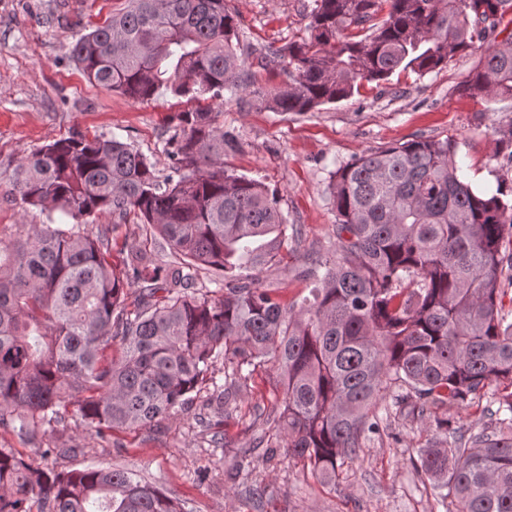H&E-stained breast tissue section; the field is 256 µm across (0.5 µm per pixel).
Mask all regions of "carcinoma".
<instances>
[{"mask_svg":"<svg viewBox=\"0 0 512 512\" xmlns=\"http://www.w3.org/2000/svg\"><path fill=\"white\" fill-rule=\"evenodd\" d=\"M512 0H314L310 37L282 47L246 40L224 0H129L80 36L71 58L107 90L147 101L160 89L191 100L309 112L398 70L424 76L459 51H484L472 96L512 97V33L493 35ZM288 82L257 84L252 64ZM512 164V118L498 130ZM159 180L130 145L82 133L22 158L11 194L71 224H33L0 240V428L28 440L73 408L98 435L135 431L207 392L227 440L228 411L270 363L288 455L322 483L380 429L392 387L434 430L421 468L455 512H512V189L465 182L449 139L416 138L359 156L331 175L335 241L299 272L309 295L284 305L241 274L294 252L299 232L281 196L224 167L232 139L212 109L178 115ZM104 215L153 226L174 261L139 251L117 268ZM224 287L198 293L200 273ZM509 287H504V284ZM118 344L120 357L107 354ZM224 362V382L216 364ZM483 405L477 434L437 410ZM0 512H185V502L132 472L37 467L0 448Z\"/></svg>","mask_w":512,"mask_h":512,"instance_id":"cac0c4a2","label":"carcinoma"}]
</instances>
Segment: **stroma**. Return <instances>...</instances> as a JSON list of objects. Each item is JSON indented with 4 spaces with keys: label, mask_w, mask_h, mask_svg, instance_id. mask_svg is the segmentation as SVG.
<instances>
[{
    "label": "stroma",
    "mask_w": 512,
    "mask_h": 512,
    "mask_svg": "<svg viewBox=\"0 0 512 512\" xmlns=\"http://www.w3.org/2000/svg\"><path fill=\"white\" fill-rule=\"evenodd\" d=\"M313 0H226L247 41L280 47L308 37ZM127 0H0V239L22 224H64L67 216L11 198L10 179L19 160L54 140L82 133L119 139L166 175L172 160L166 140L188 99L159 90L137 101L90 82L70 57L71 47L92 26L122 12ZM482 52L455 54L447 66L424 76L398 72L380 84L361 86L350 98L302 114L243 110L213 103L217 122L233 139L224 161L237 174L278 189L281 210L297 225L296 252L262 269L261 287L282 302L306 294L298 273L308 256L333 239L336 212L328 199L332 171L361 155L415 137L450 139L464 178L496 187L505 176L497 130L512 119V98L473 97L464 87ZM114 264L147 250L170 261L162 238L131 217L110 234ZM271 364L258 366L236 395L229 445L213 447L204 396L185 410L134 431L100 439L79 417L68 416L34 441L0 431V448L31 456L56 469L94 464L134 472L184 499L190 512H448L421 469L428 433L407 409L391 407L380 433L346 458L331 484L319 482L306 462L285 448L257 447L273 434L275 393ZM59 456H42V449ZM265 491L254 508L253 488Z\"/></svg>",
    "instance_id": "stroma-1"
}]
</instances>
